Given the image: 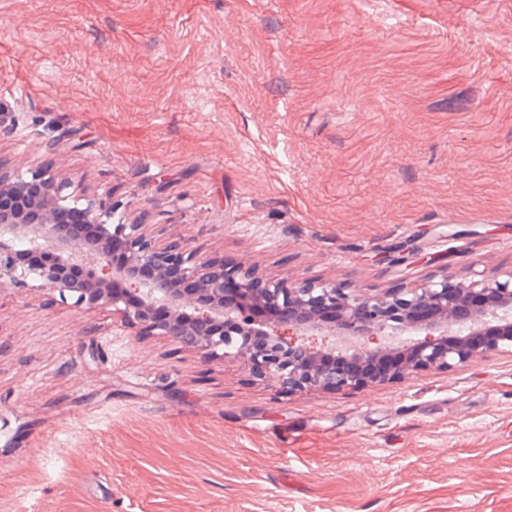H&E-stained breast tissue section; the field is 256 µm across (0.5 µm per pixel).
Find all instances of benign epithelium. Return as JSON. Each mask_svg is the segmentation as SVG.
I'll return each mask as SVG.
<instances>
[{"mask_svg": "<svg viewBox=\"0 0 512 512\" xmlns=\"http://www.w3.org/2000/svg\"><path fill=\"white\" fill-rule=\"evenodd\" d=\"M64 189L47 171L25 178L0 167L1 288L21 287L26 274H35L76 306H112L120 326L135 334L164 336L210 357L244 358L255 377L290 394L401 382L512 353V269L479 279L445 272L414 287L362 294L330 282L264 280L252 267L199 252L174 255L144 225L112 222L110 199L82 203ZM71 212L95 230L93 238L62 224ZM115 239L126 248L120 273L110 259ZM50 250L60 255L56 265L25 259ZM421 259L413 247L378 262L397 267ZM87 265L91 278L73 281L70 268ZM117 273L130 286L127 298L109 288ZM246 305L262 308L269 320L243 326L237 313ZM322 333L333 336L325 351L296 340Z\"/></svg>", "mask_w": 512, "mask_h": 512, "instance_id": "1", "label": "benign epithelium"}]
</instances>
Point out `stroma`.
I'll list each match as a JSON object with an SVG mask.
<instances>
[{"label": "stroma", "mask_w": 512, "mask_h": 512, "mask_svg": "<svg viewBox=\"0 0 512 512\" xmlns=\"http://www.w3.org/2000/svg\"><path fill=\"white\" fill-rule=\"evenodd\" d=\"M0 165L265 278L507 271L512 0H0ZM119 322L0 288V512H512V353L288 395Z\"/></svg>", "instance_id": "35a3bbf8"}]
</instances>
